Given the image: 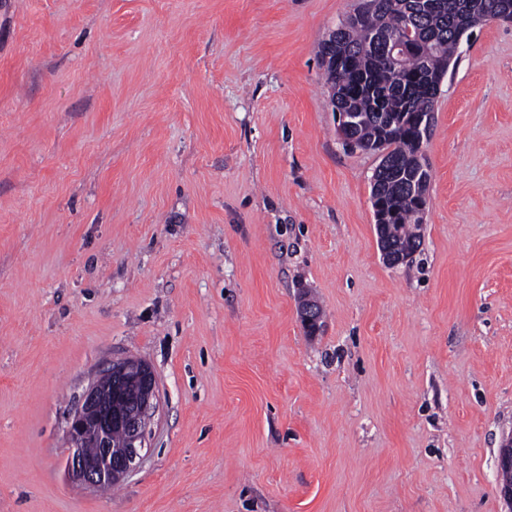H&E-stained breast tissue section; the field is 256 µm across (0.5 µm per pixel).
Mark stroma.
<instances>
[{
  "instance_id": "35a3bbf8",
  "label": "stroma",
  "mask_w": 512,
  "mask_h": 512,
  "mask_svg": "<svg viewBox=\"0 0 512 512\" xmlns=\"http://www.w3.org/2000/svg\"><path fill=\"white\" fill-rule=\"evenodd\" d=\"M357 5L0 0V512H512V22L441 83L393 267L318 55ZM128 359L147 456L76 485L67 418Z\"/></svg>"
}]
</instances>
